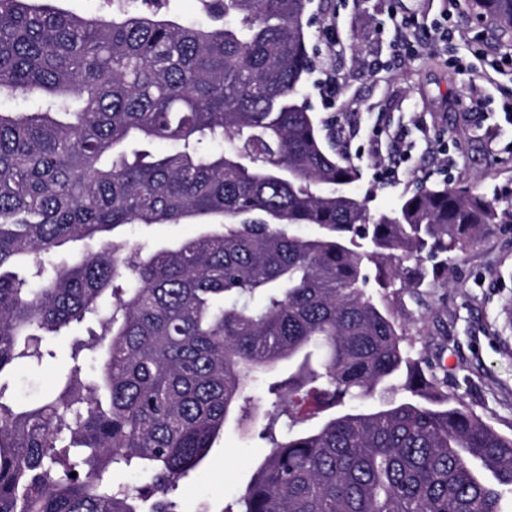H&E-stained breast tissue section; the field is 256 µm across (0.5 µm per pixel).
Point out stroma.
Wrapping results in <instances>:
<instances>
[{
    "mask_svg": "<svg viewBox=\"0 0 512 512\" xmlns=\"http://www.w3.org/2000/svg\"><path fill=\"white\" fill-rule=\"evenodd\" d=\"M447 22L462 35L420 49L417 59L397 54L390 11ZM441 0H310L308 48L317 51L329 24L347 45L337 57L341 88L335 110L324 108L316 87L319 71L303 82L300 98L310 108L326 148L361 176L353 192L371 213L397 210L422 184H449L512 205V65L493 71L489 60L512 58V34L490 19H477L471 0H460L452 16ZM384 134L380 151L369 145L372 125ZM406 138L413 149L395 159L392 144ZM459 165L445 172L449 156ZM399 162V176L379 180L377 168ZM192 224L125 226V236L146 249L192 235ZM385 304L403 324L428 368L448 390L505 435H512V224H493L467 250L448 261L447 281L387 290ZM81 329L49 340L50 352L36 370L0 374L9 391L24 399L52 392L71 340ZM266 445L227 423L203 471L180 481L176 498L188 512H222L246 487L267 455Z\"/></svg>",
    "mask_w": 512,
    "mask_h": 512,
    "instance_id": "35a3bbf8",
    "label": "stroma"
}]
</instances>
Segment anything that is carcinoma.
Returning <instances> with one entry per match:
<instances>
[{
  "label": "carcinoma",
  "mask_w": 512,
  "mask_h": 512,
  "mask_svg": "<svg viewBox=\"0 0 512 512\" xmlns=\"http://www.w3.org/2000/svg\"><path fill=\"white\" fill-rule=\"evenodd\" d=\"M129 2L0 0V99L39 101L0 112V373L86 330L55 397L0 383V512H186L170 493L231 419L270 452L221 512H509L512 436L424 373L367 268L410 288L404 262L439 275L512 207L425 185L370 213L299 102L308 0H203L209 25ZM475 7L512 30V0ZM51 3L75 15L112 18V0H51ZM196 230L195 224H156L152 227L128 225L123 228L125 237L136 239L147 250L172 244L192 235Z\"/></svg>",
  "instance_id": "obj_1"
}]
</instances>
